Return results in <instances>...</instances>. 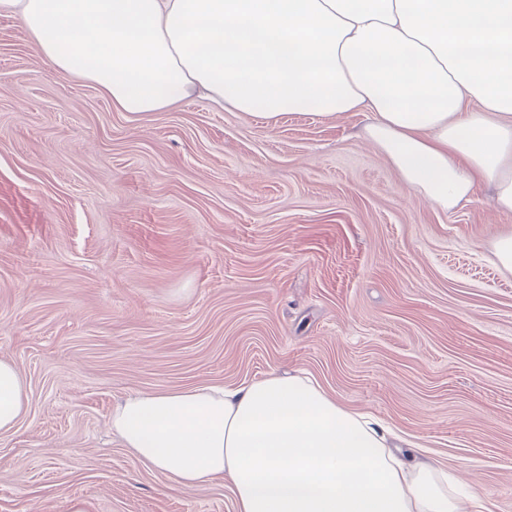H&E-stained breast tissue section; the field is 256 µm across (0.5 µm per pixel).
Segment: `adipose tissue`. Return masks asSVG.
<instances>
[{
	"label": "adipose tissue",
	"instance_id": "adipose-tissue-1",
	"mask_svg": "<svg viewBox=\"0 0 512 512\" xmlns=\"http://www.w3.org/2000/svg\"><path fill=\"white\" fill-rule=\"evenodd\" d=\"M52 72L97 84L120 112L195 95L265 121L364 112L363 137L432 207L477 183L512 213V0H0ZM28 408L0 358V434ZM112 432L180 487L224 481L234 512H493L419 447L308 374L143 392Z\"/></svg>",
	"mask_w": 512,
	"mask_h": 512
}]
</instances>
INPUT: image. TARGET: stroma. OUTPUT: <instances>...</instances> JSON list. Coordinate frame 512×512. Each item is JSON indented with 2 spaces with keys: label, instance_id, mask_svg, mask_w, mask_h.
Masks as SVG:
<instances>
[{
  "label": "stroma",
  "instance_id": "1",
  "mask_svg": "<svg viewBox=\"0 0 512 512\" xmlns=\"http://www.w3.org/2000/svg\"><path fill=\"white\" fill-rule=\"evenodd\" d=\"M361 112L132 115L0 16V512H233L113 437L128 394L310 374L512 512V233L490 190L430 206ZM28 408L24 377L15 364L0 358V434L12 432Z\"/></svg>",
  "mask_w": 512,
  "mask_h": 512
}]
</instances>
